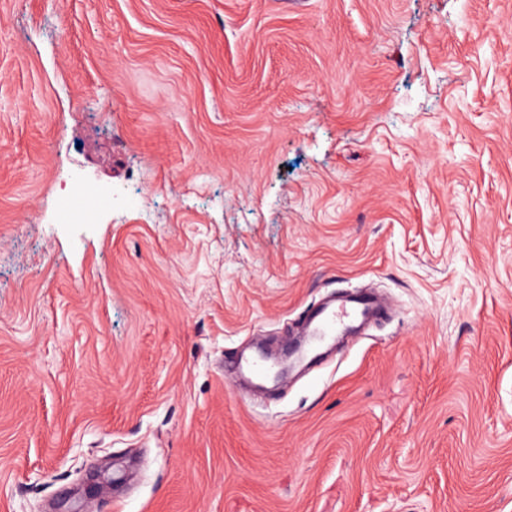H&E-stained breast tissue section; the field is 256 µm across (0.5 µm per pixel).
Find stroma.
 Here are the masks:
<instances>
[{"label":"stroma","instance_id":"obj_1","mask_svg":"<svg viewBox=\"0 0 512 512\" xmlns=\"http://www.w3.org/2000/svg\"><path fill=\"white\" fill-rule=\"evenodd\" d=\"M0 512H512V0H0ZM372 313V302L363 295L337 305L323 306L308 322V345L320 346L335 336L352 330L355 322L362 324Z\"/></svg>","mask_w":512,"mask_h":512}]
</instances>
